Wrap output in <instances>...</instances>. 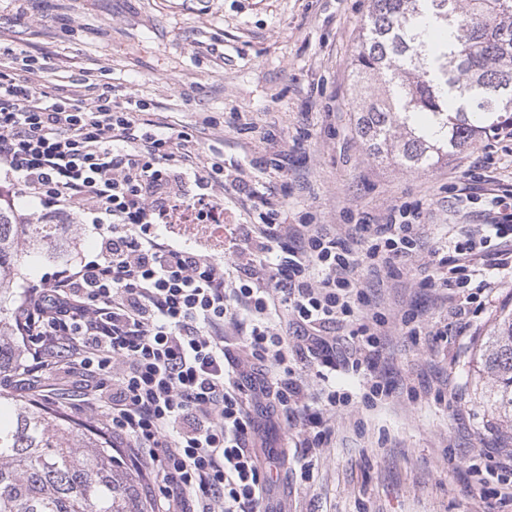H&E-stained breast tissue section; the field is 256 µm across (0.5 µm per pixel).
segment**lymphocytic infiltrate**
<instances>
[{"label": "lymphocytic infiltrate", "instance_id": "1", "mask_svg": "<svg viewBox=\"0 0 512 512\" xmlns=\"http://www.w3.org/2000/svg\"><path fill=\"white\" fill-rule=\"evenodd\" d=\"M13 61L0 68V180L98 234L94 260L25 287L22 382L80 375L86 417L111 432L120 465L151 479L161 512H270L273 457L257 416L293 429L305 476L332 442L329 412L353 403L328 383L337 368L361 375L365 406L391 394L375 361L390 319L358 272L399 276L422 248L420 206L359 218L356 250L313 215L284 223L266 198L259 224L242 229L244 261L170 244L159 227L181 210L223 223V157L201 161L189 127L140 121L142 101L117 99L109 84L41 86L31 77L47 61L22 50ZM481 259L466 238L425 275L459 294L435 340L468 326V274ZM338 324L357 341L343 359ZM306 367L317 391L298 378Z\"/></svg>", "mask_w": 512, "mask_h": 512}]
</instances>
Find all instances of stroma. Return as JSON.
<instances>
[{"label":"stroma","instance_id":"obj_1","mask_svg":"<svg viewBox=\"0 0 512 512\" xmlns=\"http://www.w3.org/2000/svg\"><path fill=\"white\" fill-rule=\"evenodd\" d=\"M371 0H0V47L48 57L46 80L111 84L146 104L139 117L194 128L201 158L224 156V249L256 223V194L289 223L313 213L352 224L404 202L421 205L427 246L480 236L492 195L512 194V136H484L427 171L374 158L356 130L352 60ZM276 131L277 144L264 138ZM291 150L282 194L266 161ZM247 183L250 193L239 191ZM65 244L32 258L26 282L95 255L91 227L71 223ZM474 283H486L466 335L431 343L393 329L379 365L396 386L372 410L354 403L331 419L332 447L308 479L273 469L274 512H512V418L494 402L478 360L493 318L512 301V260L487 247ZM422 258L384 281L362 274L378 307L420 312L443 326L452 290L420 287Z\"/></svg>","mask_w":512,"mask_h":512}]
</instances>
